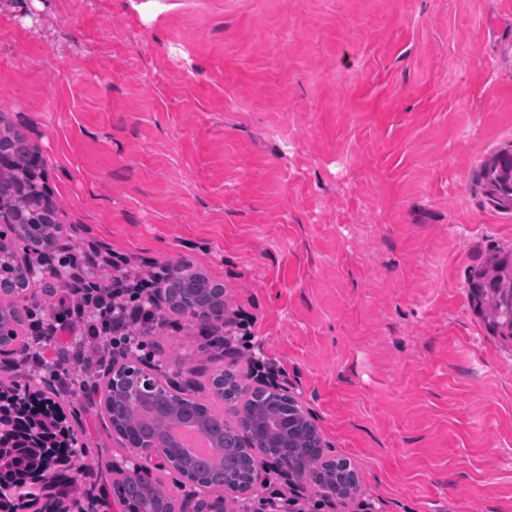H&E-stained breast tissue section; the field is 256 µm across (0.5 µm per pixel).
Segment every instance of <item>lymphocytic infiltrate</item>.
I'll use <instances>...</instances> for the list:
<instances>
[{"label": "lymphocytic infiltrate", "mask_w": 512, "mask_h": 512, "mask_svg": "<svg viewBox=\"0 0 512 512\" xmlns=\"http://www.w3.org/2000/svg\"><path fill=\"white\" fill-rule=\"evenodd\" d=\"M66 269L73 272L71 283L54 290ZM42 278L52 310L43 316L30 312L25 346L37 370L51 376H58L68 362L86 374L116 357L143 356L147 333L167 322L154 301L163 273H142L130 257L98 250L68 252Z\"/></svg>", "instance_id": "obj_1"}]
</instances>
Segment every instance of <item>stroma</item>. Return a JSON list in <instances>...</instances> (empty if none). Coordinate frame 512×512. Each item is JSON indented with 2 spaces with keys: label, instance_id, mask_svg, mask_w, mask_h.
Listing matches in <instances>:
<instances>
[{
  "label": "stroma",
  "instance_id": "obj_1",
  "mask_svg": "<svg viewBox=\"0 0 512 512\" xmlns=\"http://www.w3.org/2000/svg\"><path fill=\"white\" fill-rule=\"evenodd\" d=\"M0 0V120L64 242L181 259L255 319L347 512H512V348L468 282L512 248L476 169L512 142V0ZM152 367L207 382L187 316ZM92 494L140 456L57 396Z\"/></svg>",
  "mask_w": 512,
  "mask_h": 512
}]
</instances>
